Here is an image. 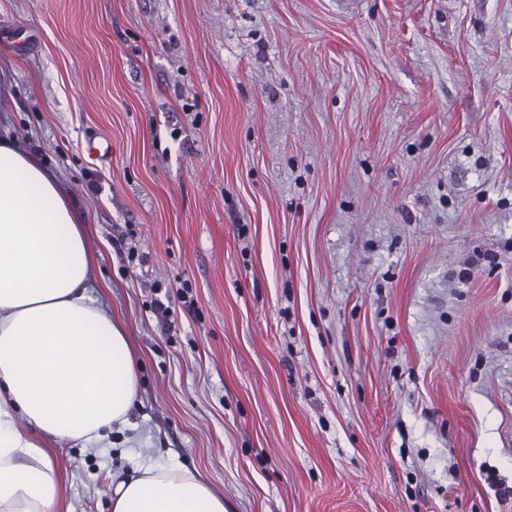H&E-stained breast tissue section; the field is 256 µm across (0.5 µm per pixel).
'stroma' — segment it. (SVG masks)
Segmentation results:
<instances>
[{"label":"stroma","mask_w":512,"mask_h":512,"mask_svg":"<svg viewBox=\"0 0 512 512\" xmlns=\"http://www.w3.org/2000/svg\"><path fill=\"white\" fill-rule=\"evenodd\" d=\"M0 66L140 362L65 512H512V0H0ZM109 512H228L224 496L189 469L146 463L120 479Z\"/></svg>","instance_id":"1"}]
</instances>
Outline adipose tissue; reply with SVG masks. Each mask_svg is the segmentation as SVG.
I'll return each mask as SVG.
<instances>
[{
	"label": "adipose tissue",
	"instance_id": "ef3b65f1",
	"mask_svg": "<svg viewBox=\"0 0 512 512\" xmlns=\"http://www.w3.org/2000/svg\"><path fill=\"white\" fill-rule=\"evenodd\" d=\"M58 177L0 136V512H61L49 450L129 428L139 378L122 322L88 293L95 253ZM110 512H227L199 473L146 463Z\"/></svg>",
	"mask_w": 512,
	"mask_h": 512
}]
</instances>
